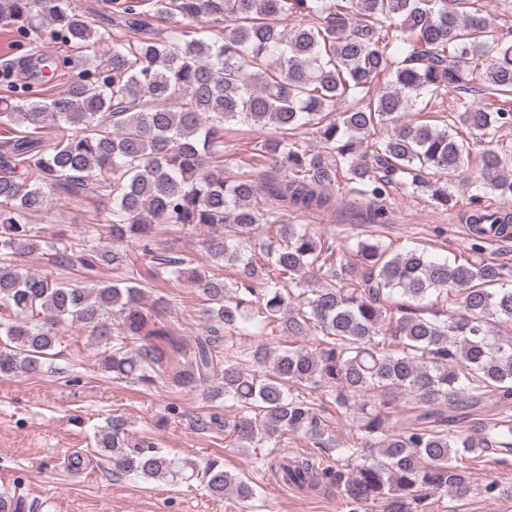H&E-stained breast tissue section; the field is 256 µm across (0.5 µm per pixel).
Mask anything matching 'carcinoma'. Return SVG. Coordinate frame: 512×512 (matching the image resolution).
<instances>
[{
  "instance_id": "obj_1",
  "label": "carcinoma",
  "mask_w": 512,
  "mask_h": 512,
  "mask_svg": "<svg viewBox=\"0 0 512 512\" xmlns=\"http://www.w3.org/2000/svg\"><path fill=\"white\" fill-rule=\"evenodd\" d=\"M112 22L136 32L127 40L100 26L71 0H0V23L23 38L36 69L59 70L42 52L43 36L93 48L64 61L67 93L46 101L19 91L0 96V126H25L0 139V377L52 365L56 336L74 326L103 349L115 379L155 382L173 344L144 304L146 289L127 253L150 257L149 274L173 285L191 281L204 301L205 326L177 354L174 385L237 414L224 421L236 447L284 448L302 434L336 452L337 491L347 512H429L442 492L470 490L463 465L472 448L512 449V421L491 420L458 434L448 422L490 393L512 400V269L481 256V242L512 228V212L475 208L473 243L462 260L438 259L418 246L392 251L359 239L343 250L306 224H280L260 204L272 198L301 213L325 211L344 177L359 195L382 200L394 186L430 193L440 206L453 194L442 178L468 165L459 128L489 145L473 183L512 201V151L498 132L512 125V104L480 107L457 99L453 125L408 119L419 99L458 92L478 79L491 98H512V41L498 36L475 0H106ZM305 21L282 32L275 21ZM224 22L201 34L186 19ZM391 87L372 93L383 74ZM346 104L341 112L336 103ZM270 137L258 162L277 173L264 182L249 173L227 180L210 167L231 156L228 124ZM311 133L321 150L299 137ZM104 196L105 224L82 240L45 239L30 217L48 195ZM164 225L207 226L203 254L153 255ZM112 247L97 249L103 236ZM44 249L53 263L79 267L82 279L25 272L21 259ZM236 269L223 274L199 261ZM118 273L92 280L97 268ZM446 317L425 316L422 304ZM309 345L279 353L239 336L268 335L272 324ZM393 342L401 349L389 352ZM311 385L339 409L358 414L360 436L335 442L309 400ZM410 396L422 413L395 431L396 400ZM96 447L115 470L136 478L188 484L213 497L231 492L250 502L256 489L217 457L175 458L156 445L129 447L123 424L99 433ZM286 485L316 489L307 458L264 455ZM21 496L0 494V512H29Z\"/></svg>"
}]
</instances>
